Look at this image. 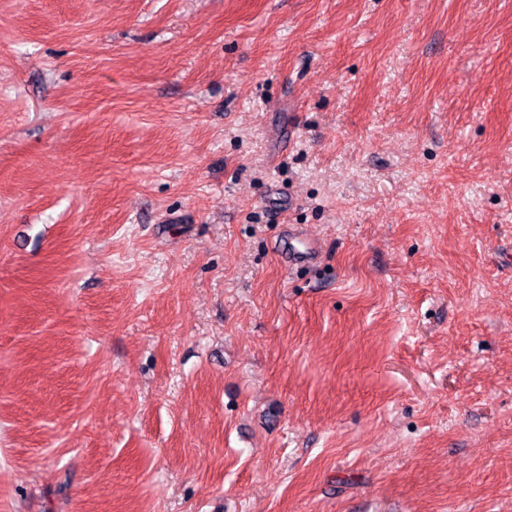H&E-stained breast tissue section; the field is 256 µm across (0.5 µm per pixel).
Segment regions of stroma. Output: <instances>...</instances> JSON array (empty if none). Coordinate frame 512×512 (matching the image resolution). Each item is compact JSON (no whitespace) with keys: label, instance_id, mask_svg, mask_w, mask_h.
I'll return each mask as SVG.
<instances>
[{"label":"stroma","instance_id":"obj_1","mask_svg":"<svg viewBox=\"0 0 512 512\" xmlns=\"http://www.w3.org/2000/svg\"><path fill=\"white\" fill-rule=\"evenodd\" d=\"M511 253L512 0H0V512H512Z\"/></svg>","mask_w":512,"mask_h":512}]
</instances>
